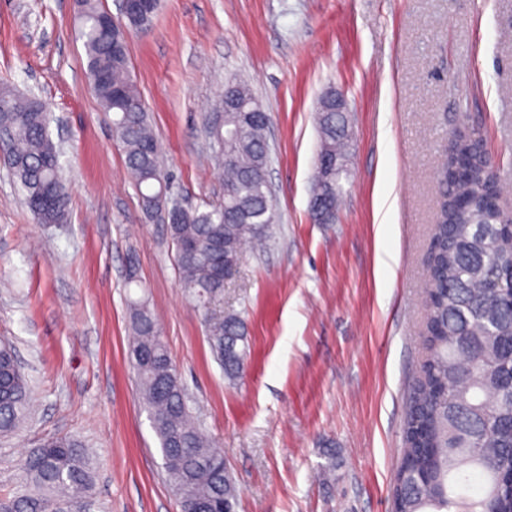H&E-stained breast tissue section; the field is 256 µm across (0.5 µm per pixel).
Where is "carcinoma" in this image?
Masks as SVG:
<instances>
[{"instance_id": "1", "label": "carcinoma", "mask_w": 512, "mask_h": 512, "mask_svg": "<svg viewBox=\"0 0 512 512\" xmlns=\"http://www.w3.org/2000/svg\"><path fill=\"white\" fill-rule=\"evenodd\" d=\"M87 57V74L107 77L109 85L94 94L121 143L127 168L142 208L156 212L166 194L167 171L161 145L148 118L145 101L130 74L124 33L104 24L102 0H79ZM158 9L147 0L142 12L126 19V27L146 29ZM50 113L32 94L0 83V152L20 184L25 200H34L35 218L61 224L70 197L52 199L51 184H64L61 151L50 132ZM268 114L243 123L242 113H224L223 125L204 115L212 140L211 158L224 176V199L208 209H185L168 224L178 261L181 288L204 312L205 332L215 358L230 380L241 376L246 361V329L235 312L224 311V285L217 282L207 240L222 243L225 272L244 257L251 243L263 248L274 223L273 199L265 181ZM319 145L309 201L311 215L336 223L342 178L347 176L348 109L320 110ZM463 173L448 178L443 161L437 193L443 202L466 199L472 206L452 209L432 226L433 247L424 294L427 308L425 342L428 356L406 413L401 462L392 495L398 512H512V223L491 226V240L478 236V206L489 195H501L499 167L468 139L454 144ZM134 342L131 350L138 387L160 442L166 472L181 505L198 504L204 512H236L240 498L224 453L193 420L185 388L155 319L144 299L131 303ZM494 356L496 375L480 367ZM30 390L15 348L0 341V435H10L28 417ZM25 483L11 498L0 499V512H54L65 501L82 498L91 486L83 444L55 438L43 442L21 460Z\"/></svg>"}]
</instances>
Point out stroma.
<instances>
[{
	"label": "stroma",
	"mask_w": 512,
	"mask_h": 512,
	"mask_svg": "<svg viewBox=\"0 0 512 512\" xmlns=\"http://www.w3.org/2000/svg\"><path fill=\"white\" fill-rule=\"evenodd\" d=\"M79 26L76 0H0V83L46 104L71 194L67 222L37 223L0 165V338L33 402L0 439V498L20 487L22 457L74 437L90 450V512H180L129 356L141 297L224 452L237 512H392L453 135L481 140L512 182V0H161L151 28L130 32L131 76L181 206L224 195L201 117L225 83L246 81L270 115L277 221L267 252L246 253L224 285L246 326L234 381L179 286L166 225L147 220L128 179ZM331 88L348 101L352 148L337 220L319 224L315 110Z\"/></svg>",
	"instance_id": "1"
}]
</instances>
